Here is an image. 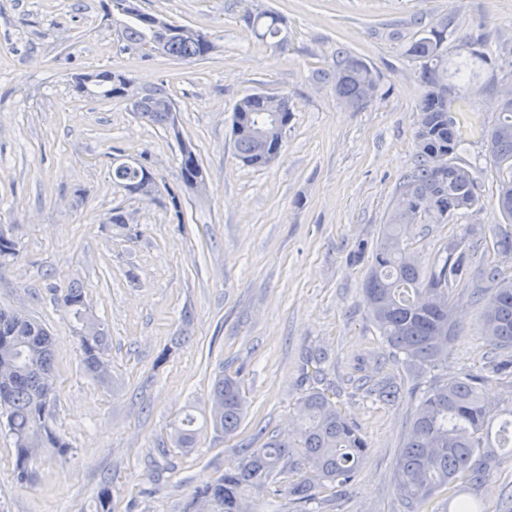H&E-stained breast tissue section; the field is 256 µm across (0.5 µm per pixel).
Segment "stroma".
Listing matches in <instances>:
<instances>
[{
	"mask_svg": "<svg viewBox=\"0 0 512 512\" xmlns=\"http://www.w3.org/2000/svg\"><path fill=\"white\" fill-rule=\"evenodd\" d=\"M146 12L211 34L215 51L177 62L119 53L101 0H0V229L17 257L0 266V308L21 313L53 338V428L71 450L39 451L19 480L14 440L0 430V512H95L101 487L112 512H198L195 492L219 478L239 449L264 434L287 436L311 387L306 359L322 350L323 383L369 445L357 482L325 491L323 512H402L394 490L398 452L415 400L383 405L361 377L382 372L416 392L484 366L492 356L472 288L451 301L462 334L448 365L421 374L389 361L362 295L374 249L416 156L423 86L407 53L418 34L446 26L448 47L473 43L488 63L462 104L470 130L462 154L484 206L475 221L505 224L484 136L512 85V0H141ZM285 19L280 39L256 43L246 11ZM376 72L380 90L352 110L317 72L337 49ZM128 71L139 86H165L179 128L207 172L205 194L181 191L183 217L112 182V160L148 155L159 187L179 188V148L125 100L79 97L77 74ZM257 92L287 95L292 117L278 158L242 166L231 117ZM131 232L107 224L112 209ZM465 222L407 224L402 233L432 264ZM80 284L108 329L111 378L85 374L80 338L58 304ZM237 375L248 413L237 436L213 429L192 451L173 443L184 411L210 410L216 377ZM477 497L486 512H512V458Z\"/></svg>",
	"mask_w": 512,
	"mask_h": 512,
	"instance_id": "stroma-1",
	"label": "stroma"
}]
</instances>
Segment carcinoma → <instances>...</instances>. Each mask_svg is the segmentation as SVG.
<instances>
[{
	"instance_id": "1",
	"label": "carcinoma",
	"mask_w": 512,
	"mask_h": 512,
	"mask_svg": "<svg viewBox=\"0 0 512 512\" xmlns=\"http://www.w3.org/2000/svg\"><path fill=\"white\" fill-rule=\"evenodd\" d=\"M107 17L120 29L123 50L158 45V52L174 61H192L210 55L216 45L211 36L186 28L177 34L153 25L138 0H106ZM247 29L260 42L281 33L283 18L273 11L248 12L243 16ZM444 30L432 26L423 31L407 49L420 62V80L425 92L420 103L416 162L400 185V195H410L419 214L428 215L431 202L448 211L446 221L473 217L483 207L484 197L469 165L458 161L465 144L461 118L448 124V100L432 95L437 84H452L456 90L472 85L488 62L483 52L456 54L448 62ZM340 71L344 79L337 78ZM322 80L333 84L336 95L349 107L359 110L379 91L371 67L360 57L340 49L332 69ZM123 76L112 70L82 74L74 78L80 97L125 98ZM127 99V98H125ZM130 111L149 123L173 132L180 138L176 107L162 87H144L127 99ZM291 112H272L260 99L249 94L241 98L232 114V132L238 158L252 167H265L278 157ZM272 131L261 140L259 131ZM490 157L497 171V204L512 221V100L501 103L497 119L488 132ZM188 156L180 158L182 186L205 178L198 154L187 143ZM435 153L451 155L453 164L438 170L432 164ZM146 171L140 163H121L112 171V181L133 193L142 184ZM399 212L393 211L384 225L372 253V263L363 283V298L372 322L391 349L393 357L414 371L436 369L448 364V354L460 325L454 317L451 295L461 285L472 283L470 245L466 237H453L443 248V256L423 272L419 258L401 236ZM493 250L503 257L512 255V233L493 230ZM485 284L475 289L483 303L482 326L489 345L500 357L477 372L465 373L424 392L395 464L394 487L404 512H426L425 506L438 493L447 491L457 499V512H480L467 497L476 493L491 477L492 467L502 454L512 457V407L496 408L479 391L489 376L512 377V276L494 263L480 270ZM60 305L85 330L80 338L84 370L104 382L110 376L104 358L106 331L103 323L88 311L83 288L72 284L62 291ZM52 336L40 324L18 320L14 312L0 309V393H8L6 427L14 438L19 477L28 473L39 449L50 448L66 455L69 444L50 425L54 401L51 377ZM367 393L384 404L405 397L400 383L381 378ZM246 401L240 383L223 376L211 395L209 424L226 436L234 435L245 415ZM300 424L285 439L268 438L259 448H244L237 464L224 476L197 490V499L214 512H257V501L285 497L311 512L308 506L319 500L325 489L355 483L368 444L361 429L339 410L336 403L317 387L310 388L298 404ZM498 428H493L495 419ZM194 418L187 415L174 422L172 437L187 450L194 442Z\"/></svg>"
}]
</instances>
